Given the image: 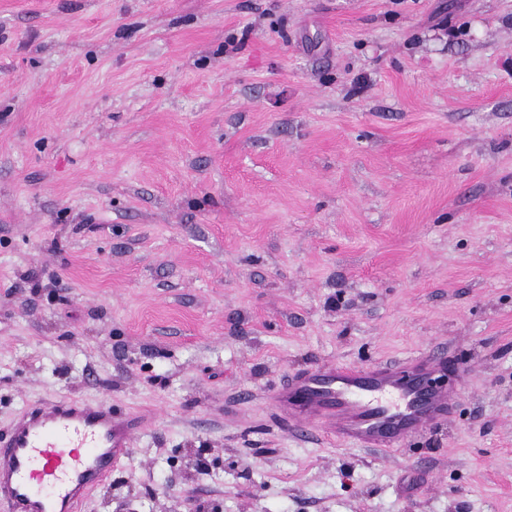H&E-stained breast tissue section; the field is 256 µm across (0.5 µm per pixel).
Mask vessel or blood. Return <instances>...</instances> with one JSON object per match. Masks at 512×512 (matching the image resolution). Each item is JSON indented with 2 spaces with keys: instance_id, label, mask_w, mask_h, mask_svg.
Wrapping results in <instances>:
<instances>
[{
  "instance_id": "1",
  "label": "vessel or blood",
  "mask_w": 512,
  "mask_h": 512,
  "mask_svg": "<svg viewBox=\"0 0 512 512\" xmlns=\"http://www.w3.org/2000/svg\"><path fill=\"white\" fill-rule=\"evenodd\" d=\"M448 359L412 356L368 367L317 365L290 376L274 401L288 423L358 448L390 450L447 421ZM139 421L103 402H34L0 438V512H81L88 493L130 454Z\"/></svg>"
}]
</instances>
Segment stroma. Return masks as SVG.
Returning <instances> with one entry per match:
<instances>
[{
	"mask_svg": "<svg viewBox=\"0 0 512 512\" xmlns=\"http://www.w3.org/2000/svg\"><path fill=\"white\" fill-rule=\"evenodd\" d=\"M446 354L392 451L293 373ZM141 430L82 512H512V0H0V433Z\"/></svg>",
	"mask_w": 512,
	"mask_h": 512,
	"instance_id": "1",
	"label": "stroma"
}]
</instances>
